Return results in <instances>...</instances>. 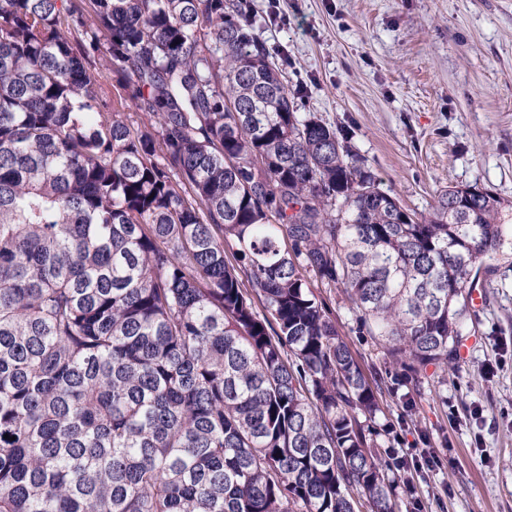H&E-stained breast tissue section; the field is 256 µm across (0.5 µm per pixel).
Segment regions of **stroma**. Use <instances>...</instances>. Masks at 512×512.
I'll use <instances>...</instances> for the list:
<instances>
[{
  "mask_svg": "<svg viewBox=\"0 0 512 512\" xmlns=\"http://www.w3.org/2000/svg\"><path fill=\"white\" fill-rule=\"evenodd\" d=\"M300 114L347 131L407 209L452 185L512 200V0H248ZM457 370L383 398L396 448L449 451L415 475L423 512H512V266L487 275ZM367 372L397 371L342 289H322Z\"/></svg>",
  "mask_w": 512,
  "mask_h": 512,
  "instance_id": "obj_1",
  "label": "stroma"
}]
</instances>
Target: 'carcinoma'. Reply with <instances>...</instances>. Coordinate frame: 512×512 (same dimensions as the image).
Returning <instances> with one entry per match:
<instances>
[{"label": "carcinoma", "instance_id": "carcinoma-1", "mask_svg": "<svg viewBox=\"0 0 512 512\" xmlns=\"http://www.w3.org/2000/svg\"><path fill=\"white\" fill-rule=\"evenodd\" d=\"M496 260L512 201L405 209L246 0H0V512H401L312 282L419 386Z\"/></svg>", "mask_w": 512, "mask_h": 512}]
</instances>
